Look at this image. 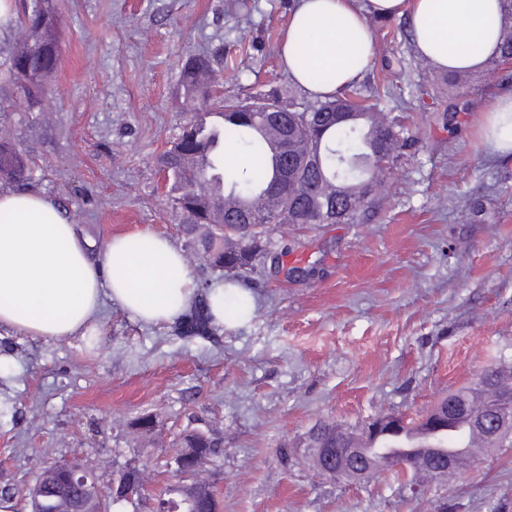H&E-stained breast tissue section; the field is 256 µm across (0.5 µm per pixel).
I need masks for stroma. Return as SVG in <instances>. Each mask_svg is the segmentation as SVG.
<instances>
[{"mask_svg":"<svg viewBox=\"0 0 512 512\" xmlns=\"http://www.w3.org/2000/svg\"><path fill=\"white\" fill-rule=\"evenodd\" d=\"M298 0H55L61 56L51 94L30 105L10 82L22 25L0 36V131L35 161L46 194L102 254L150 229L182 244L158 186L157 156L193 115L185 60H211L214 98L289 91L313 98L280 62ZM362 94L391 84L411 147L361 224H274L256 306L215 339L184 341L109 308L94 334L15 336L0 362V487L26 489L38 467L80 457L101 487L140 468L169 485L166 452L187 426L222 438L202 465L218 512H512V447L408 499L392 472L334 480L313 466L312 427H358L433 407L490 363L512 364V156L480 139L484 109L512 92V65L446 88L416 51L407 19L369 18ZM422 84L425 108L409 92ZM458 109L448 125V106ZM311 273L287 278L281 264ZM154 427L137 432V418Z\"/></svg>","mask_w":512,"mask_h":512,"instance_id":"stroma-1","label":"stroma"}]
</instances>
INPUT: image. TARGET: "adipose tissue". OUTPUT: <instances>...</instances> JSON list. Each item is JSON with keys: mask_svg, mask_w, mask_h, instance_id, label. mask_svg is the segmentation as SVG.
Here are the masks:
<instances>
[{"mask_svg": "<svg viewBox=\"0 0 512 512\" xmlns=\"http://www.w3.org/2000/svg\"><path fill=\"white\" fill-rule=\"evenodd\" d=\"M500 0H299L281 46L290 78L324 99L358 82L372 59L368 16L408 17L421 55L440 71L481 68L497 51ZM321 70L327 82L308 74ZM493 149L512 153V92L484 110ZM42 189L0 190V331L55 340L86 336L114 306L145 325L174 322L198 282L182 251L150 230L112 236L102 258Z\"/></svg>", "mask_w": 512, "mask_h": 512, "instance_id": "ef3b65f1", "label": "adipose tissue"}]
</instances>
